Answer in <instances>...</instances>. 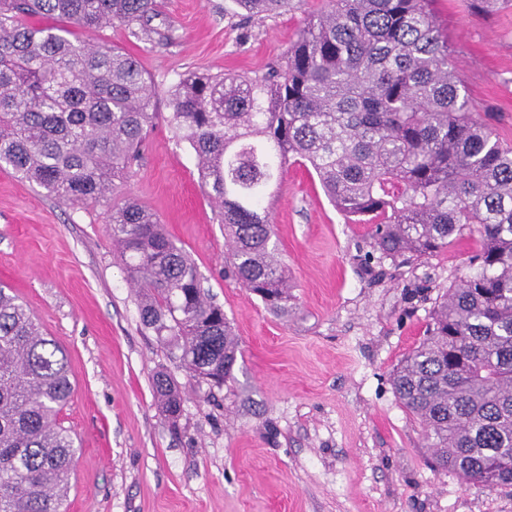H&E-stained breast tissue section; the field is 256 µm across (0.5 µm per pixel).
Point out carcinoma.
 I'll list each match as a JSON object with an SVG mask.
<instances>
[{
  "instance_id": "cac0c4a2",
  "label": "carcinoma",
  "mask_w": 512,
  "mask_h": 512,
  "mask_svg": "<svg viewBox=\"0 0 512 512\" xmlns=\"http://www.w3.org/2000/svg\"><path fill=\"white\" fill-rule=\"evenodd\" d=\"M235 2L259 18L297 7ZM431 2L329 0L267 71L181 76L166 121L220 207L224 277L273 312L288 311L290 295L266 203L292 159L310 165L339 212L374 225L381 259L433 256L477 225L472 272L435 302L392 386L435 468L511 488L512 148L478 118ZM35 16L51 23L29 24ZM158 16L156 0H0V168L62 205L110 206L142 325L220 387L239 352L224 310L155 215L122 197L157 112L139 61L102 33L118 25L137 38ZM73 378L65 348L1 287L0 512H66L78 448L59 415ZM153 386L176 420L174 381L159 372Z\"/></svg>"
}]
</instances>
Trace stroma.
Listing matches in <instances>:
<instances>
[{"label": "stroma", "mask_w": 512, "mask_h": 512, "mask_svg": "<svg viewBox=\"0 0 512 512\" xmlns=\"http://www.w3.org/2000/svg\"><path fill=\"white\" fill-rule=\"evenodd\" d=\"M159 2L174 42L104 33L138 58L161 114L124 189L194 260L240 354L222 387L193 377L144 329L104 206L58 204L0 169V284L66 348L74 372L60 415L79 448L68 512H512V487L432 467L424 429L391 383L436 298L468 272L473 237L420 260L378 261L369 225L290 165L273 219L292 298L274 313L225 278L220 210L198 185L194 150L163 118L179 76L264 72L325 0L251 21L234 0ZM468 3L433 0V10L470 95L512 146V0L486 14ZM159 371L183 396L174 423L157 405Z\"/></svg>", "instance_id": "obj_1"}]
</instances>
